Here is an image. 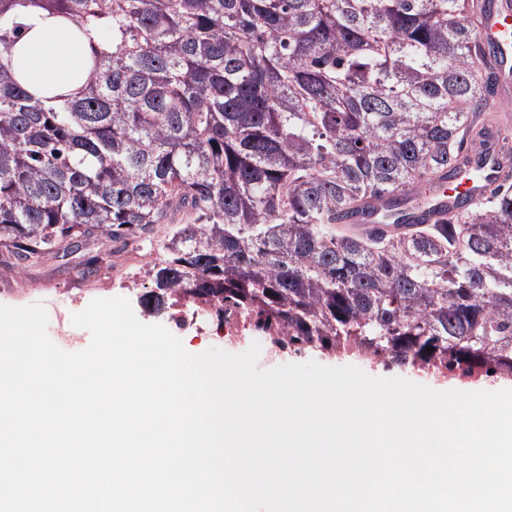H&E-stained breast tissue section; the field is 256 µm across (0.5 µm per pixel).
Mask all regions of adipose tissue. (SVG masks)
<instances>
[{"label": "adipose tissue", "mask_w": 512, "mask_h": 512, "mask_svg": "<svg viewBox=\"0 0 512 512\" xmlns=\"http://www.w3.org/2000/svg\"><path fill=\"white\" fill-rule=\"evenodd\" d=\"M21 23L25 32L17 49L24 83L35 93L75 88L78 66L92 46L104 42L101 31L95 27L86 37H74L62 18L46 11L24 15Z\"/></svg>", "instance_id": "adipose-tissue-1"}]
</instances>
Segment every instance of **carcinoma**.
I'll use <instances>...</instances> for the list:
<instances>
[{
  "mask_svg": "<svg viewBox=\"0 0 512 512\" xmlns=\"http://www.w3.org/2000/svg\"><path fill=\"white\" fill-rule=\"evenodd\" d=\"M491 4L0 0V266L132 238L156 252L149 314L231 308L296 352L512 379V185L410 222L512 135L473 69ZM30 11L111 38L72 92L25 89ZM374 198L385 228L346 226Z\"/></svg>",
  "mask_w": 512,
  "mask_h": 512,
  "instance_id": "obj_1",
  "label": "carcinoma"
}]
</instances>
